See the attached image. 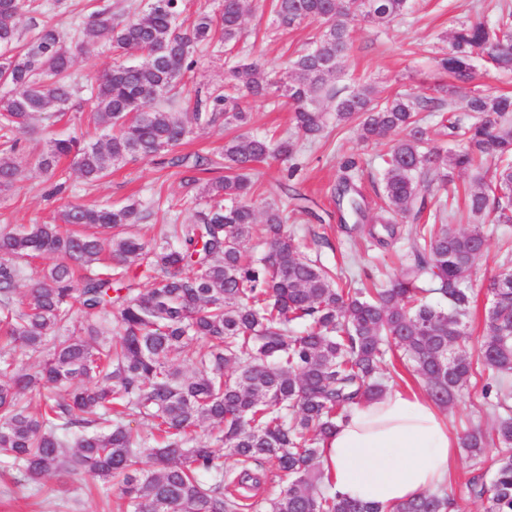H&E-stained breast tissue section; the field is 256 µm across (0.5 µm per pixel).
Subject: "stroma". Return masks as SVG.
<instances>
[{
	"mask_svg": "<svg viewBox=\"0 0 512 512\" xmlns=\"http://www.w3.org/2000/svg\"><path fill=\"white\" fill-rule=\"evenodd\" d=\"M498 0H419L413 13L384 27H372L362 21L353 24V45L345 61L347 78L336 81L337 91L350 88V76L374 84L382 94L412 92L432 95L435 86L450 78L436 65L449 50L442 36L475 14L493 15ZM252 12L245 19L242 53L258 60L272 74L285 72L291 54L307 46L317 27L313 24L281 32L271 11V0H252ZM191 90L207 93L223 85L227 75L222 45L200 48ZM252 114L249 130L255 134L275 128L290 130L291 113L282 99L260 98L249 102ZM83 102L75 100L66 119L44 129L35 123L22 136L19 159L26 166V177L0 191V229H16L42 224L69 202L88 206L119 207L138 200L146 216L134 230L146 234L149 227L192 221L196 209L204 208L205 198L196 187L186 185L174 168H165L157 160H137L113 168L97 183L85 181L71 172L61 193L55 194L34 161L46 136L65 138L85 130ZM394 137L366 142L357 123L329 124L323 137L304 145L288 161L270 160L258 164L259 187L251 204L263 210L276 199L274 186L288 184L297 198H286V229L308 245L307 256H320L326 265L336 267L344 277L361 279L365 274L388 273L398 276L406 264L412 224L400 226V236L383 248L371 243L361 232L348 234L341 226L331 197L340 175L339 166L348 157L358 163L356 184L368 203H378L382 194L381 157L394 144ZM486 236L484 253L475 263L472 287L475 303L466 320L468 336L464 344L476 354L482 338L483 319L489 306L485 295L486 277L496 272L505 259H512V225L483 222ZM454 435L474 424L492 429L494 415L488 410L481 389L470 386L445 413ZM116 486L104 484L84 472L69 478L55 476L31 481L25 473L0 462V512H118Z\"/></svg>",
	"mask_w": 512,
	"mask_h": 512,
	"instance_id": "1",
	"label": "stroma"
}]
</instances>
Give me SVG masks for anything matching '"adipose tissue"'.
<instances>
[{
    "instance_id": "obj_1",
    "label": "adipose tissue",
    "mask_w": 512,
    "mask_h": 512,
    "mask_svg": "<svg viewBox=\"0 0 512 512\" xmlns=\"http://www.w3.org/2000/svg\"><path fill=\"white\" fill-rule=\"evenodd\" d=\"M455 448L437 406L392 388L351 407L321 455L334 491L389 506L447 485Z\"/></svg>"
}]
</instances>
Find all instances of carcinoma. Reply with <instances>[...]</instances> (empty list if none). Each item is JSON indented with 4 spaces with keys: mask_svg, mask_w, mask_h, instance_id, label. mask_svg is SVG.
<instances>
[{
    "mask_svg": "<svg viewBox=\"0 0 512 512\" xmlns=\"http://www.w3.org/2000/svg\"><path fill=\"white\" fill-rule=\"evenodd\" d=\"M34 2L0 0V87L10 88L0 96V188L25 177L18 135L43 114L70 111L79 91L71 68L90 45L143 61L116 62L96 78L88 121L98 136L48 137L36 160L40 171L60 189L64 159L96 182L114 166L174 150L194 132L169 104L197 64L196 49L218 39L233 53L251 10L249 0H222L219 10L187 21L182 0H150L140 15L95 10L69 38L37 17ZM411 2L274 0L279 27L319 25L312 45L279 77L234 60L224 93L196 101L193 121L244 128L248 98L276 94L294 112V134L243 132L224 140L217 160L166 159L187 169L186 184H203L207 207L193 221L171 224L153 241L129 234L108 243L104 231L144 219L138 203H67L53 224L0 230V336L10 344L0 351V458L33 480L80 472L116 480L125 512H457L445 489L389 507L331 492L321 446L351 406L388 389L380 364L391 350L441 410L473 379L483 380L498 454L487 480L486 434L477 427L464 435L477 471L467 488L486 501V512H512V269L487 279L492 311L474 359L460 342L486 239L478 225H455L465 216L512 224V97L471 91L465 113L442 117L460 141L444 155L424 147L422 117L441 111V99L381 98L360 84L341 96L330 86L344 71L355 17L387 24L407 15ZM477 58L512 71V5H501L492 20L477 14L461 23L438 66L465 84ZM324 96L336 100V124L359 121L365 141L400 133L383 158V204L375 216L368 217L356 189L354 161L342 164L333 189L340 221H370L367 235L382 247L395 240L398 225L415 224L410 263L386 286L337 281L321 259L301 257L279 204L259 214L248 201L256 164L286 160L299 142L322 136ZM221 167L222 176L199 177ZM473 169L476 185L462 209L452 173ZM435 180L444 190L438 198L427 196ZM254 235L266 245L257 257L243 250ZM44 258L52 263L24 306L16 305L17 261ZM431 294L443 304L429 302ZM193 341V373L184 377L168 358ZM29 397L39 399L33 412ZM134 413L151 421L157 446L134 442L125 424ZM207 423L220 427L224 448L200 438ZM144 450L156 469L140 467ZM226 453L245 465L270 464L288 478L287 488L257 498L260 477L247 468L224 472Z\"/></svg>",
    "mask_w": 512,
    "mask_h": 512,
    "instance_id": "1",
    "label": "carcinoma"
}]
</instances>
